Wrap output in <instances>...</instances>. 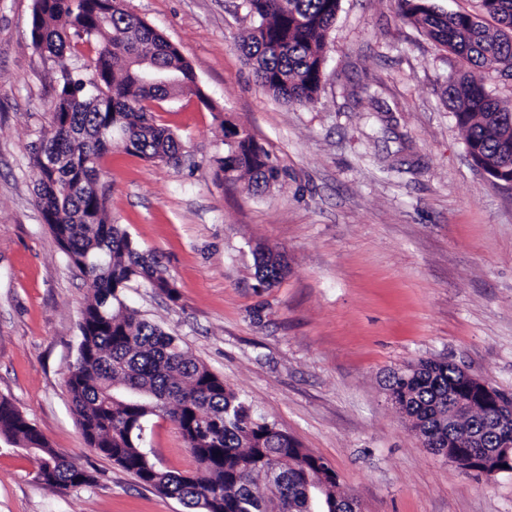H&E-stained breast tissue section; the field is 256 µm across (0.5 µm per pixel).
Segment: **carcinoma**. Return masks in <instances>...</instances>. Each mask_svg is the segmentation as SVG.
<instances>
[{
    "instance_id": "carcinoma-1",
    "label": "carcinoma",
    "mask_w": 512,
    "mask_h": 512,
    "mask_svg": "<svg viewBox=\"0 0 512 512\" xmlns=\"http://www.w3.org/2000/svg\"><path fill=\"white\" fill-rule=\"evenodd\" d=\"M401 17L437 46L468 65L448 80L449 108L465 133L476 167L494 177L512 175V108L485 88L483 72L512 76V0H481L499 25L486 28L467 13H439L427 0H397ZM255 25L237 42L255 81L276 99L311 105L323 74V46L340 0H244ZM31 38L57 65L50 136L31 145L37 171L36 204L70 264L88 280L81 341L68 369L72 411L92 451L190 512H352L353 496L320 456L257 414L240 394L197 360L181 340L129 308L124 290L142 281L175 298L176 283L160 259L143 253L111 222L99 166L110 151L178 164L182 143L157 124L155 108L191 94L215 106L196 83L191 64L121 0H35ZM90 53L87 73L65 64ZM147 59L169 81L146 83L135 63ZM47 154L63 163L48 169ZM224 180L252 194L265 191L280 171L269 153L244 132L217 159ZM259 282L271 286L285 271L282 256L255 251ZM388 399L432 454L463 467L484 448L512 452V415L496 414L481 388L457 365L422 359L389 373ZM459 407L448 423V396ZM173 422L196 468H163L144 448L153 418ZM0 437L36 463L35 478L63 493L96 482L93 472L57 454L6 398H0Z\"/></svg>"
}]
</instances>
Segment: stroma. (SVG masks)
I'll return each mask as SVG.
<instances>
[{
    "label": "stroma",
    "mask_w": 512,
    "mask_h": 512,
    "mask_svg": "<svg viewBox=\"0 0 512 512\" xmlns=\"http://www.w3.org/2000/svg\"><path fill=\"white\" fill-rule=\"evenodd\" d=\"M177 44L208 103L183 95L156 118L180 165L122 152L100 182L113 223L162 257L169 299L132 284L126 304L178 336L254 411L333 468L361 512H512V472L486 479L431 454L384 390L388 374L444 359L512 395V187L471 162L443 89L463 68L396 0H341L315 104L260 88L236 47L242 0H122ZM34 0H0V396L49 446L96 472L59 494L0 441V512H188L85 443L65 374L89 283L35 202L29 148L51 122L54 65L36 52ZM249 130L280 169L254 196L224 182V130ZM288 262L275 287L254 252ZM146 445L193 469L167 419Z\"/></svg>",
    "instance_id": "stroma-1"
}]
</instances>
